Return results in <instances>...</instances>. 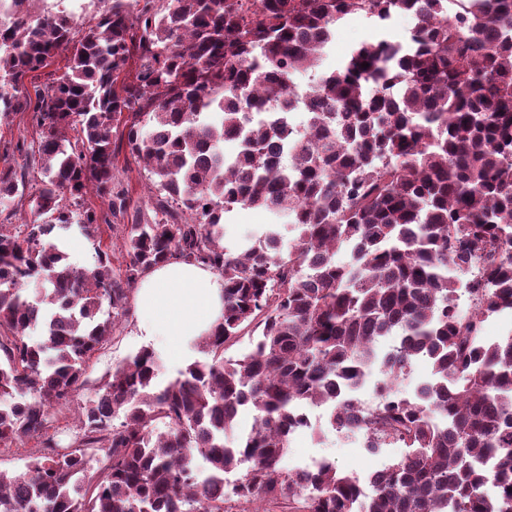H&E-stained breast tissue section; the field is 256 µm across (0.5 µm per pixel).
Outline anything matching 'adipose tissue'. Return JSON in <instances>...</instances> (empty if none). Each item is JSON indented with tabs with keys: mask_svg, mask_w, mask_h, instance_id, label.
<instances>
[{
	"mask_svg": "<svg viewBox=\"0 0 512 512\" xmlns=\"http://www.w3.org/2000/svg\"><path fill=\"white\" fill-rule=\"evenodd\" d=\"M131 333L145 344L163 340L169 357L189 355L192 343L224 320V280L213 270L179 258L155 266L133 296Z\"/></svg>",
	"mask_w": 512,
	"mask_h": 512,
	"instance_id": "ef3b65f1",
	"label": "adipose tissue"
}]
</instances>
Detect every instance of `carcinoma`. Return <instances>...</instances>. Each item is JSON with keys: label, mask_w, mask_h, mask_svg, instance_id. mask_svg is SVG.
<instances>
[{"label": "carcinoma", "mask_w": 512, "mask_h": 512, "mask_svg": "<svg viewBox=\"0 0 512 512\" xmlns=\"http://www.w3.org/2000/svg\"><path fill=\"white\" fill-rule=\"evenodd\" d=\"M27 2L0 25V117L32 120L23 163L0 169V446L41 447L0 471V512H512V334L482 335L512 311V0H112L87 26L71 12L31 22ZM395 14L414 37L364 42L296 93L289 76L317 65L337 23L382 29ZM62 50L64 71L31 100L25 78ZM124 146L147 171L150 215L115 174ZM237 207L285 218L288 251L278 224L226 246ZM104 225L125 266L102 249L70 263L64 234L99 242ZM173 256L224 278L206 358L159 386L155 351L128 357L59 453L52 412L74 402L143 274ZM245 335L252 349L225 357ZM387 336L399 342L383 353ZM418 357L432 378L401 397ZM374 365L377 404L359 418L355 385ZM318 404L368 452L404 449L369 496L330 461L281 465ZM242 408L255 424L232 446Z\"/></svg>", "instance_id": "carcinoma-1"}]
</instances>
